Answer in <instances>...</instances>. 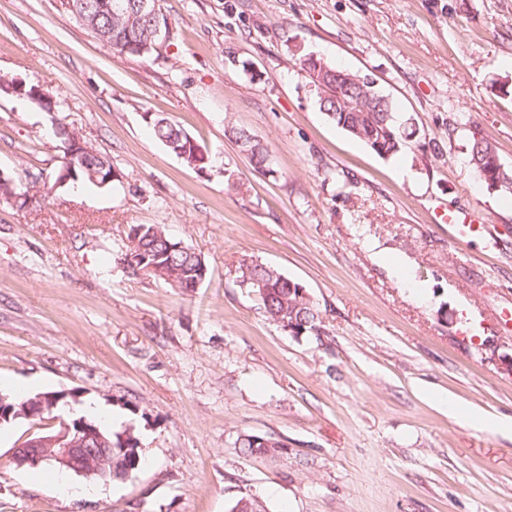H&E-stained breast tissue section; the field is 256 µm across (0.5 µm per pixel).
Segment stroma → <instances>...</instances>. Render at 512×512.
Listing matches in <instances>:
<instances>
[{
	"mask_svg": "<svg viewBox=\"0 0 512 512\" xmlns=\"http://www.w3.org/2000/svg\"><path fill=\"white\" fill-rule=\"evenodd\" d=\"M169 34L115 53L63 0H0V75L58 95L0 96V170L32 186L0 200V381L8 395L81 389L133 426L143 466L76 495L33 481L0 427V512H512V195L479 183L470 126L512 167V0H159ZM370 75L417 136L393 158L320 111L294 52ZM180 125L211 165L153 136ZM267 144L256 168L226 122ZM74 128L110 156L114 187L41 193ZM340 175L325 179V171ZM480 211L500 248L456 245L442 218ZM134 224L200 253L184 293L116 262ZM258 260L301 283L326 333L294 336L236 284ZM449 396L459 408L437 406ZM284 442L247 458L241 433ZM151 126L155 138L169 152L181 159L186 166L197 170H205L207 168L209 161H204L202 152L199 155L194 152L193 145L190 144V138L194 139L180 125L171 122L165 117L157 116L152 120ZM198 146L200 147L199 144Z\"/></svg>",
	"mask_w": 512,
	"mask_h": 512,
	"instance_id": "1",
	"label": "stroma"
}]
</instances>
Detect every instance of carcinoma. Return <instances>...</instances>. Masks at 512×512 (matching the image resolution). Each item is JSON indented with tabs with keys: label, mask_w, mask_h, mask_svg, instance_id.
Returning <instances> with one entry per match:
<instances>
[{
	"label": "carcinoma",
	"mask_w": 512,
	"mask_h": 512,
	"mask_svg": "<svg viewBox=\"0 0 512 512\" xmlns=\"http://www.w3.org/2000/svg\"><path fill=\"white\" fill-rule=\"evenodd\" d=\"M74 7L85 16L81 25L94 37L107 43L121 55L144 57L150 55L160 41L155 35V17L142 9V0H112L123 4V9L102 12V0H72ZM308 83L316 91L320 110L351 137L362 142L383 158L397 155L406 147L416 129L402 122L395 105L366 76L333 66L323 59L306 65V55L299 59ZM152 132L169 152L193 169L204 170L209 162L196 154L190 136L178 124L165 117L152 120ZM255 167L269 173V150L247 131L230 126L225 129ZM468 164L479 181L488 189L512 194V168L504 166L494 145L473 131L469 137ZM112 167L109 156L82 141L78 154L63 158L60 169L72 173L77 180L93 186V173L103 167ZM29 187L7 172L0 173V199L23 198ZM134 275L144 274L161 279L184 293L195 290L206 278L207 267L192 248L171 238L161 224H136L131 227L128 244L118 257ZM237 286L257 295L261 309L268 320L278 326L288 321L293 335H326L318 310L305 288L288 278L276 267L258 260H244L239 264ZM102 436L112 442V479L125 480L139 467V441L133 427L114 430L97 421ZM237 448L245 457H277L288 453L281 441L255 434L242 433L236 440ZM229 512H268L265 502L243 492L237 496Z\"/></svg>",
	"instance_id": "cac0c4a2"
}]
</instances>
